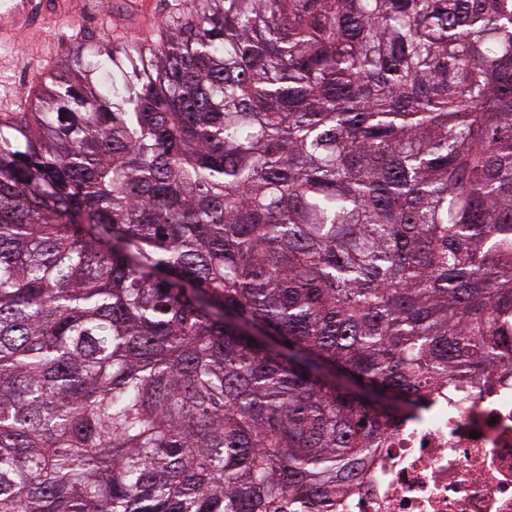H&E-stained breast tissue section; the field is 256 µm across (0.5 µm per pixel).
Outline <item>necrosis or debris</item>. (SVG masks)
I'll return each mask as SVG.
<instances>
[{
    "instance_id": "1",
    "label": "necrosis or debris",
    "mask_w": 512,
    "mask_h": 512,
    "mask_svg": "<svg viewBox=\"0 0 512 512\" xmlns=\"http://www.w3.org/2000/svg\"><path fill=\"white\" fill-rule=\"evenodd\" d=\"M336 512H512V371L430 393L397 424Z\"/></svg>"
}]
</instances>
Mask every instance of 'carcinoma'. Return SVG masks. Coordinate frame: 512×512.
I'll return each instance as SVG.
<instances>
[{
    "instance_id": "obj_1",
    "label": "carcinoma",
    "mask_w": 512,
    "mask_h": 512,
    "mask_svg": "<svg viewBox=\"0 0 512 512\" xmlns=\"http://www.w3.org/2000/svg\"><path fill=\"white\" fill-rule=\"evenodd\" d=\"M509 329L512 0H192L0 112V512H336Z\"/></svg>"
}]
</instances>
